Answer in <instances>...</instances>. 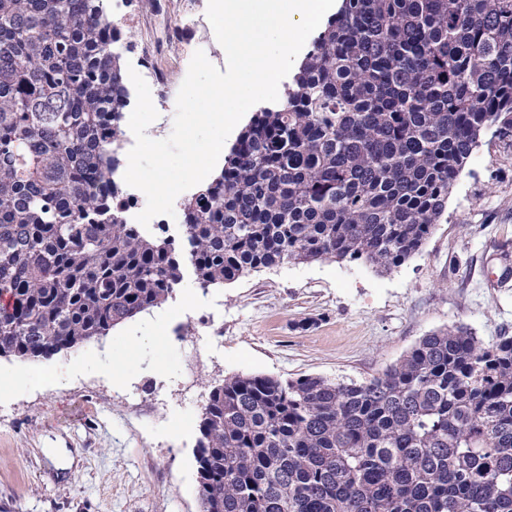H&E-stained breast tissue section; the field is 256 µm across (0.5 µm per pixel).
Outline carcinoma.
<instances>
[{
  "mask_svg": "<svg viewBox=\"0 0 512 512\" xmlns=\"http://www.w3.org/2000/svg\"><path fill=\"white\" fill-rule=\"evenodd\" d=\"M103 0H0V358L47 359L288 262L418 252L482 133H512V0H341L279 101L149 237L113 200L128 101ZM197 443L201 512H512V336L432 332L364 381L235 375Z\"/></svg>",
  "mask_w": 512,
  "mask_h": 512,
  "instance_id": "cac0c4a2",
  "label": "carcinoma"
}]
</instances>
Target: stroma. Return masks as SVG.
Listing matches in <instances>:
<instances>
[{
	"label": "stroma",
	"mask_w": 512,
	"mask_h": 512,
	"mask_svg": "<svg viewBox=\"0 0 512 512\" xmlns=\"http://www.w3.org/2000/svg\"><path fill=\"white\" fill-rule=\"evenodd\" d=\"M181 269L190 301L173 292L69 353L0 358V512H200L201 410L225 378L362 381L439 329L512 336V137L481 138L422 249L391 270L290 262L203 290ZM214 318L224 345L187 380L182 348L151 335L162 320L204 339Z\"/></svg>",
	"instance_id": "1"
}]
</instances>
